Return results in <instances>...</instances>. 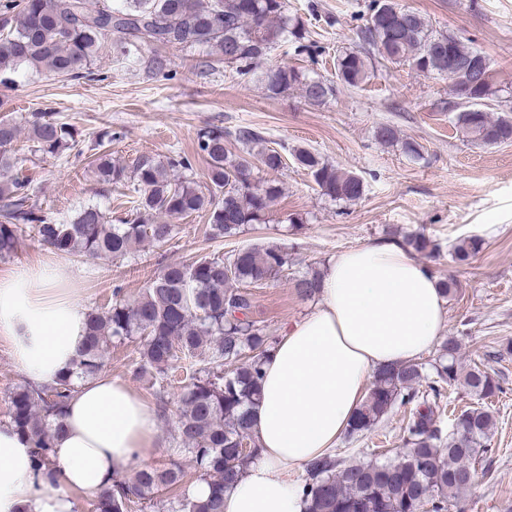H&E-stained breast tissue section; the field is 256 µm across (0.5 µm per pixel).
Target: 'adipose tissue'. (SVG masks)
<instances>
[{
	"mask_svg": "<svg viewBox=\"0 0 512 512\" xmlns=\"http://www.w3.org/2000/svg\"><path fill=\"white\" fill-rule=\"evenodd\" d=\"M69 264L49 257L0 274V338L35 386L72 370L85 310L71 294ZM437 277L396 240L329 259L313 312L279 337L250 411L257 457L224 494V512H306L301 476L348 431L365 388L383 367L409 364L442 336ZM55 440L51 471L30 441L0 423V512H74V495L110 486L165 440L155 410L106 374L77 381Z\"/></svg>",
	"mask_w": 512,
	"mask_h": 512,
	"instance_id": "1",
	"label": "adipose tissue"
}]
</instances>
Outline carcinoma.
I'll return each mask as SVG.
<instances>
[{
  "label": "carcinoma",
  "mask_w": 512,
  "mask_h": 512,
  "mask_svg": "<svg viewBox=\"0 0 512 512\" xmlns=\"http://www.w3.org/2000/svg\"><path fill=\"white\" fill-rule=\"evenodd\" d=\"M369 19L356 29L355 47L336 58V75L349 87L371 78V60L408 64L424 74H449L450 63L479 53L458 36L433 29L426 18L398 7L396 0H369ZM113 39L119 56L146 49L153 70L169 64V48L214 50L240 78L250 76L275 45L289 39L296 49L316 61L315 44H305L306 31L298 18L288 16V0H112L92 10L87 0H0V85L14 84L24 67L49 69L80 79L93 75L91 62L102 44ZM494 71L477 101H459L456 124L475 141L512 142V119H493L479 111L496 95ZM298 88L312 105H322L333 85L306 77L286 64L266 73L267 91L274 97ZM221 126L197 135L198 154L208 163L215 194L206 195L184 176L193 169L186 155L167 162L141 157L127 167L112 162L101 150L93 161L104 184L130 180L140 198L131 217L113 224L94 206L81 210L71 222H57L31 203V177L19 170L18 143L43 157L59 158L77 144L76 129L50 118L47 111L31 112L21 120L0 115V259L12 257L26 233L39 244L60 252L98 258L125 257L142 244L162 246L177 234L168 217L208 215L213 239L232 237L246 226L266 223L280 197L275 179L255 183L244 178L248 158L269 172L282 168L281 152L260 132L240 126L235 142L243 155L226 148ZM295 163L307 171L322 195L336 202L362 197L364 182L357 175L323 161L317 154L296 149ZM417 253H431L435 244L422 233L406 238ZM481 249L471 237L455 247L454 257L467 262ZM289 263L288 252L273 245L234 248L223 255L190 264L171 263L148 282L142 294L129 301L113 292L103 311L87 315L84 345L76 373L85 377L102 372L112 342L131 343L139 378L150 372L156 382L169 379L175 364H183L187 383L177 420V440L188 453L196 480L211 486L201 501L178 498L177 512H224V490L257 456L250 433L249 408L260 399L263 359L275 345L267 328L252 319V284L279 275ZM305 299L320 290V273L295 279ZM460 343L443 341L429 365L411 363L378 370L350 424L348 435L372 431L393 409L410 407L403 427L405 448L396 459L364 462L330 454L308 464L304 484L308 512H451L460 494L470 487L467 475L488 452L494 420L487 400L502 391L497 378L474 366L461 372ZM462 382L479 403L445 412L447 388ZM425 389H419V386ZM75 386L64 376L50 387L26 383L7 396L8 419L27 436L37 465H52V441L62 430V409ZM249 450H243V445ZM182 465L145 466L112 486L93 494L91 512H128L135 503L154 506L160 495L187 485Z\"/></svg>",
  "instance_id": "cac0c4a2"
}]
</instances>
